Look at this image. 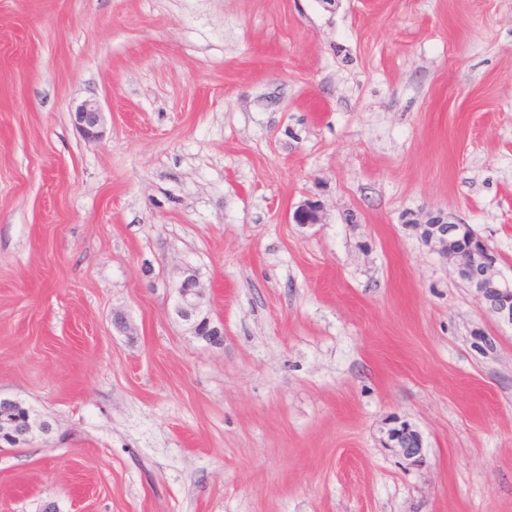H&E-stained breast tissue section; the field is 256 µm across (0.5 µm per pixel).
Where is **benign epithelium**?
Masks as SVG:
<instances>
[{
    "instance_id": "obj_1",
    "label": "benign epithelium",
    "mask_w": 512,
    "mask_h": 512,
    "mask_svg": "<svg viewBox=\"0 0 512 512\" xmlns=\"http://www.w3.org/2000/svg\"><path fill=\"white\" fill-rule=\"evenodd\" d=\"M72 121L83 138L99 142L105 133V115L100 103L86 99L72 113ZM323 206L316 200H305L293 213L297 224L322 223ZM427 245L445 258L459 278L475 288L484 309L498 322L512 326V282L500 278L496 256L484 241L473 234L466 224L438 217L423 227ZM175 315L185 322L191 334L208 346L222 344L224 328L216 325L206 309L204 291L196 275L183 271L175 284ZM31 419L16 417L0 428V441L20 439L32 433ZM388 447L401 456L408 465L421 467L425 463L420 433L409 424L389 430Z\"/></svg>"
}]
</instances>
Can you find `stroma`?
I'll list each match as a JSON object with an SVG mask.
<instances>
[{
	"mask_svg": "<svg viewBox=\"0 0 512 512\" xmlns=\"http://www.w3.org/2000/svg\"><path fill=\"white\" fill-rule=\"evenodd\" d=\"M439 215L512 279V0H0V395L51 425L0 512H512V326ZM104 114L96 99H86L72 112V121L85 140L99 142L105 133ZM323 206L316 200H305L293 213V221L297 224H319L322 221ZM427 245L445 258L459 278L475 288L484 309L512 326V282L500 278L496 256L466 224L438 217L423 227ZM468 242V246H466ZM175 315L185 322L191 334L208 346L221 345L224 328L216 325L206 309L204 291L196 275L190 270L183 271L175 284ZM388 447L401 456L408 465L422 467L425 463L420 433L409 424H400L388 433Z\"/></svg>",
	"mask_w": 512,
	"mask_h": 512,
	"instance_id": "1",
	"label": "stroma"
}]
</instances>
